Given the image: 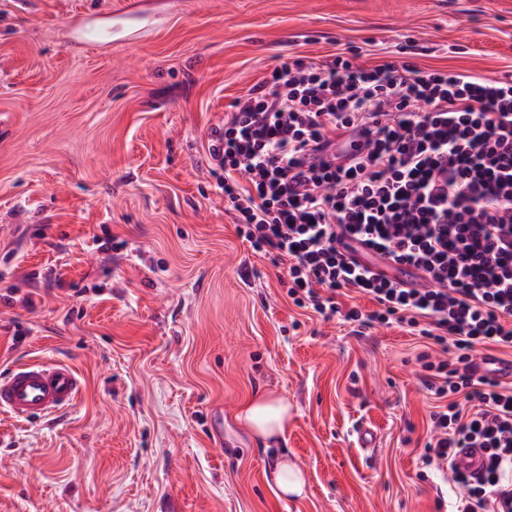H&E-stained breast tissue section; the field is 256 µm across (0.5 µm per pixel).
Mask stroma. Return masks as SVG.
<instances>
[{"mask_svg":"<svg viewBox=\"0 0 512 512\" xmlns=\"http://www.w3.org/2000/svg\"><path fill=\"white\" fill-rule=\"evenodd\" d=\"M128 2L0 0V374L52 358L83 380L63 413L0 415V512H453L420 459V340L294 306L206 145L292 57L373 66L414 39L422 69L512 72V0ZM110 13L127 40L76 34ZM262 392L291 407L268 449L237 420ZM279 456L303 499L270 484Z\"/></svg>","mask_w":512,"mask_h":512,"instance_id":"1","label":"stroma"}]
</instances>
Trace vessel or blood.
I'll return each instance as SVG.
<instances>
[{"label": "vessel or blood", "instance_id": "1", "mask_svg": "<svg viewBox=\"0 0 512 512\" xmlns=\"http://www.w3.org/2000/svg\"><path fill=\"white\" fill-rule=\"evenodd\" d=\"M82 382L68 364L32 361L0 375V413L16 420L49 416L73 406ZM485 453L480 448L457 449L455 460L468 474H479Z\"/></svg>", "mask_w": 512, "mask_h": 512}]
</instances>
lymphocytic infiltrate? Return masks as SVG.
Listing matches in <instances>:
<instances>
[{
	"mask_svg": "<svg viewBox=\"0 0 512 512\" xmlns=\"http://www.w3.org/2000/svg\"><path fill=\"white\" fill-rule=\"evenodd\" d=\"M422 52L289 59L238 99L209 155L238 235L283 266L294 305L445 352L418 356L443 401L422 462L460 488L456 512H512V385L473 370L512 349V74L424 71ZM352 293L372 310L343 305ZM459 448L485 450L479 477Z\"/></svg>",
	"mask_w": 512,
	"mask_h": 512,
	"instance_id": "obj_1",
	"label": "lymphocytic infiltrate"
}]
</instances>
